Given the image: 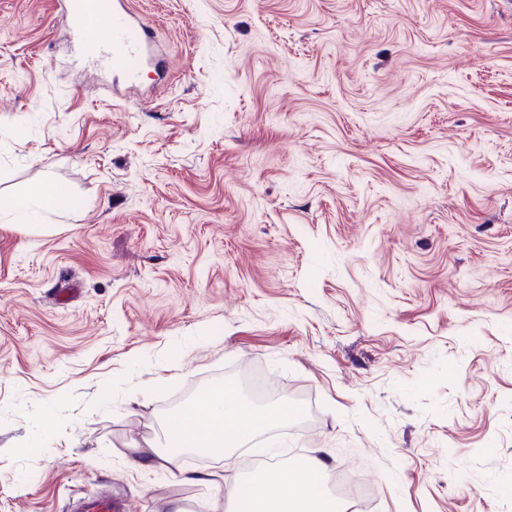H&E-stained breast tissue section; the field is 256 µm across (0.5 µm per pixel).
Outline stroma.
I'll return each instance as SVG.
<instances>
[{"label":"stroma","instance_id":"stroma-1","mask_svg":"<svg viewBox=\"0 0 512 512\" xmlns=\"http://www.w3.org/2000/svg\"><path fill=\"white\" fill-rule=\"evenodd\" d=\"M167 61L116 97L55 0H0V512L103 490L201 512L179 399L258 373L370 512H512V5L131 0ZM52 200L56 205H65L67 200L61 196L55 195L49 188L47 187H39L32 191L31 197L27 200L20 199L11 201L7 204H1V210L9 213H19L24 210L27 206L28 209H31L38 205L40 201Z\"/></svg>","mask_w":512,"mask_h":512}]
</instances>
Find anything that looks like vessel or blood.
Returning <instances> with one entry per match:
<instances>
[{"label": "vessel or blood", "instance_id": "1", "mask_svg": "<svg viewBox=\"0 0 512 512\" xmlns=\"http://www.w3.org/2000/svg\"><path fill=\"white\" fill-rule=\"evenodd\" d=\"M77 34L86 38L97 31L95 40L84 43L94 63L110 68L113 74L137 84L152 57V28L144 17L130 8V0H58ZM75 512H132L129 502L111 495L80 500Z\"/></svg>", "mask_w": 512, "mask_h": 512}]
</instances>
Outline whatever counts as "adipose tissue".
<instances>
[{"mask_svg":"<svg viewBox=\"0 0 512 512\" xmlns=\"http://www.w3.org/2000/svg\"><path fill=\"white\" fill-rule=\"evenodd\" d=\"M290 405L281 402L260 411L237 393L214 388L185 405L165 421L171 448L142 451L137 465L161 464L172 468L179 451L193 448L206 453L228 454L286 418ZM321 461L304 466L282 464L268 467L259 478L226 486L224 502H209L210 512H220L222 503H237L241 512H341V504L323 488Z\"/></svg>","mask_w":512,"mask_h":512,"instance_id":"adipose-tissue-1","label":"adipose tissue"}]
</instances>
